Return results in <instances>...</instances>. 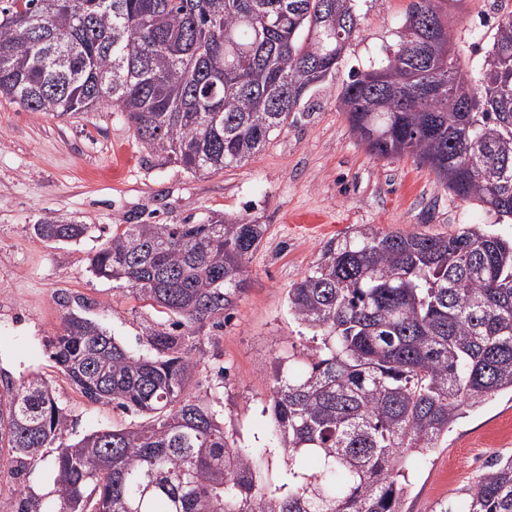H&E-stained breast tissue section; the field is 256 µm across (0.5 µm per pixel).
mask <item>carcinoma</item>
I'll use <instances>...</instances> for the list:
<instances>
[{
	"label": "carcinoma",
	"instance_id": "carcinoma-1",
	"mask_svg": "<svg viewBox=\"0 0 512 512\" xmlns=\"http://www.w3.org/2000/svg\"><path fill=\"white\" fill-rule=\"evenodd\" d=\"M353 0H0V97L58 117L107 105L150 157L198 173L256 156L329 77L360 32ZM440 0H414L387 58L351 70L340 109L377 158L428 165L448 192L512 218V12L481 75L448 34ZM443 30L435 46L428 26ZM90 231L47 215L42 240ZM267 225H116L90 270L172 318L133 354L68 313L51 358L88 402L141 416L56 444L69 415L39 373L0 371V470L56 446L53 505L14 488L16 512H403L405 457L512 392V238L469 224L454 234L332 239L288 288L313 332L273 375L271 409L288 492L256 485L257 463L224 432V413L189 388L188 347L248 283ZM313 457L318 469L303 461ZM432 512H512V456L493 460Z\"/></svg>",
	"mask_w": 512,
	"mask_h": 512
}]
</instances>
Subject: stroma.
Masks as SVG:
<instances>
[{
  "label": "stroma",
  "instance_id": "obj_1",
  "mask_svg": "<svg viewBox=\"0 0 512 512\" xmlns=\"http://www.w3.org/2000/svg\"><path fill=\"white\" fill-rule=\"evenodd\" d=\"M411 2L355 0L361 31L333 79L255 158L215 173L194 175L149 158L111 108L60 118L0 99V369L17 381L33 373L51 381L72 423L64 442L137 419L87 402L52 361L47 342L65 312L95 320L135 354L147 350V328L167 320L90 271L89 259L113 225L147 215L160 224H199L216 212L266 225L247 263L248 287L223 327L206 326L193 339L201 366L192 387L219 402L226 435L257 456L265 489L287 480V455L270 432L272 373L292 345L310 337L288 312V290L324 243L364 224L435 234L484 224L512 236V219L453 197L429 166L370 155L340 110L350 70L386 58ZM497 16L498 0H450L448 27L470 70L482 65ZM49 214L92 231L76 243L41 240L33 226ZM498 456H512L508 392L458 419L437 448L407 458L412 485L404 512H430ZM53 481L47 460L18 476L2 473L0 507H12L8 491L16 485L50 504Z\"/></svg>",
  "mask_w": 512,
  "mask_h": 512
}]
</instances>
